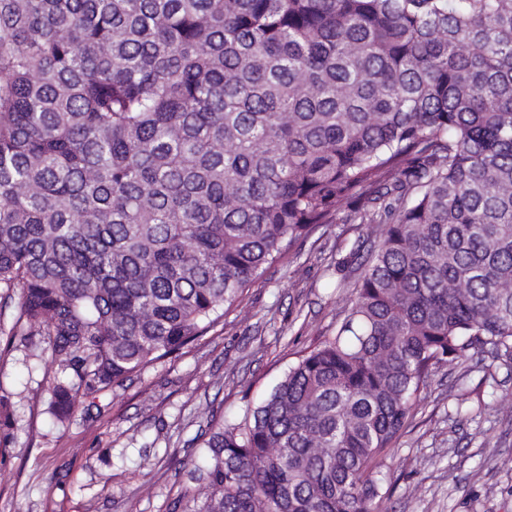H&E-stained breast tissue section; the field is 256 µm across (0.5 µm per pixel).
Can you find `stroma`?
<instances>
[{
	"instance_id": "obj_1",
	"label": "stroma",
	"mask_w": 512,
	"mask_h": 512,
	"mask_svg": "<svg viewBox=\"0 0 512 512\" xmlns=\"http://www.w3.org/2000/svg\"><path fill=\"white\" fill-rule=\"evenodd\" d=\"M372 245L367 225L342 212L267 268L205 336L63 424L47 411V343L0 341V395L14 409L0 439V512H182L207 414L232 420L259 404L300 351L334 333L364 273L351 255ZM420 398L383 456L392 491L375 512H512V371L477 354L435 369Z\"/></svg>"
}]
</instances>
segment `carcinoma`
<instances>
[{"label": "carcinoma", "instance_id": "obj_1", "mask_svg": "<svg viewBox=\"0 0 512 512\" xmlns=\"http://www.w3.org/2000/svg\"><path fill=\"white\" fill-rule=\"evenodd\" d=\"M347 208L336 335L209 417L183 512H373L432 369L512 368V0H0V335L58 421Z\"/></svg>", "mask_w": 512, "mask_h": 512}]
</instances>
